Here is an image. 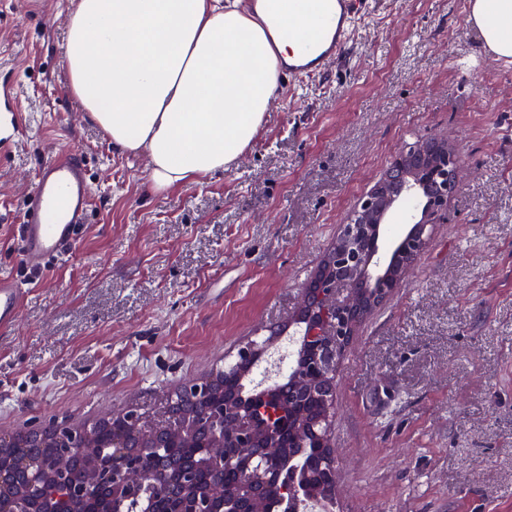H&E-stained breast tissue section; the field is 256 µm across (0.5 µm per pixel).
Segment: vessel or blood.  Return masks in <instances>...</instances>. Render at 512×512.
I'll return each instance as SVG.
<instances>
[{"mask_svg": "<svg viewBox=\"0 0 512 512\" xmlns=\"http://www.w3.org/2000/svg\"><path fill=\"white\" fill-rule=\"evenodd\" d=\"M362 0H332L327 37L306 45L305 57L289 63L292 75L320 72L344 51ZM90 184L79 154L52 158L38 171L31 201L19 226L21 262L33 274L69 257L86 222ZM27 283L0 272V331L11 329L18 318Z\"/></svg>", "mask_w": 512, "mask_h": 512, "instance_id": "vessel-or-blood-1", "label": "vessel or blood"}]
</instances>
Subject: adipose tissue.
Wrapping results in <instances>:
<instances>
[{
	"label": "adipose tissue",
	"instance_id": "ef3b65f1",
	"mask_svg": "<svg viewBox=\"0 0 512 512\" xmlns=\"http://www.w3.org/2000/svg\"><path fill=\"white\" fill-rule=\"evenodd\" d=\"M319 0H76L65 23L71 90L164 191L223 172L254 140ZM498 59L512 60V0H472Z\"/></svg>",
	"mask_w": 512,
	"mask_h": 512
}]
</instances>
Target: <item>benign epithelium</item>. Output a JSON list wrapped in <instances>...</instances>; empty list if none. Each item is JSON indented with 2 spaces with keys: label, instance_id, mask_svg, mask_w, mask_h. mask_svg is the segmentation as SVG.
<instances>
[{
  "label": "benign epithelium",
  "instance_id": "7a95c632",
  "mask_svg": "<svg viewBox=\"0 0 512 512\" xmlns=\"http://www.w3.org/2000/svg\"><path fill=\"white\" fill-rule=\"evenodd\" d=\"M455 155L454 147L436 139L405 146L383 178L347 214L335 246L313 277L312 288L304 291L302 304L288 324L293 329L290 336L297 337L300 346L314 347L315 373L291 374L286 381L260 388L250 405L229 398L212 402L211 420L219 423L218 429L203 431L194 422L185 427L180 438L192 440L204 432L202 447L209 449L208 456L224 461L226 466L234 465L245 474V479L232 493L222 487L211 488L203 499L190 502L180 512H216L217 504L223 512H265L261 487L268 482L269 475L261 471L258 461L269 456L294 459L270 434L280 411L270 401L269 394L285 385L300 400L313 396L324 399L328 392L335 391L338 345L346 347L352 342L362 321L403 285L417 257L428 247L435 225L443 218L448 200L462 179L463 169ZM410 201L415 206L407 213L405 232L382 242L385 225ZM314 292L322 301L320 316L310 314ZM284 333L283 329L274 331L259 343L241 346L238 355L248 362L247 370H252L268 353L274 339ZM332 421L333 412L329 408L316 421V431L308 430L302 421L296 435L304 441L313 433L319 446L329 448ZM80 447L84 448L80 486H96L107 481L108 491L112 492V509L104 512H120L121 499L149 475L143 455L117 454L104 463L90 452L96 447V438L89 431L81 434ZM228 447L236 449V453L228 455L225 452ZM297 472L298 468L291 466L274 474L280 482L284 504L290 496L319 504L326 491L336 486L332 477L314 483L298 477Z\"/></svg>",
  "mask_w": 512,
  "mask_h": 512
}]
</instances>
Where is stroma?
Returning a JSON list of instances; mask_svg holds the SVG:
<instances>
[{"label":"stroma","instance_id":"1","mask_svg":"<svg viewBox=\"0 0 512 512\" xmlns=\"http://www.w3.org/2000/svg\"><path fill=\"white\" fill-rule=\"evenodd\" d=\"M74 4L0 0V270L31 277L15 227L52 155L81 153L91 187L75 256L0 333V431L158 411L285 327L347 213L437 138L462 184L337 370V512H512V64L469 0H372L337 60L281 78L237 164L166 192L71 92Z\"/></svg>","mask_w":512,"mask_h":512}]
</instances>
